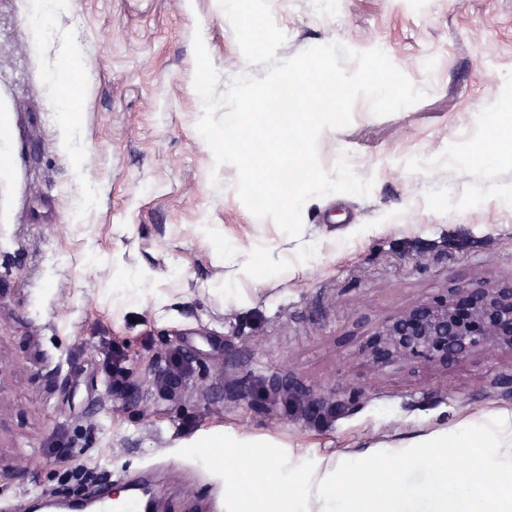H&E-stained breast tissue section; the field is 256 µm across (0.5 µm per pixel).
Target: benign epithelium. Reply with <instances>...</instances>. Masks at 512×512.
<instances>
[{"label":"benign epithelium","instance_id":"obj_1","mask_svg":"<svg viewBox=\"0 0 512 512\" xmlns=\"http://www.w3.org/2000/svg\"><path fill=\"white\" fill-rule=\"evenodd\" d=\"M512 349V280L492 286L454 288L437 301L418 302L375 326L362 347L365 363L383 368L406 360L446 365L478 350ZM288 396L306 389L293 378L273 380ZM363 394L350 387L335 395L331 409L341 413Z\"/></svg>","mask_w":512,"mask_h":512}]
</instances>
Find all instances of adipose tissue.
<instances>
[{
  "label": "adipose tissue",
  "instance_id": "1",
  "mask_svg": "<svg viewBox=\"0 0 512 512\" xmlns=\"http://www.w3.org/2000/svg\"><path fill=\"white\" fill-rule=\"evenodd\" d=\"M257 438L246 432L224 435L225 512H260L244 506L237 461L251 457L262 472V497L279 512H512V415L490 426L471 422L455 429L436 427L395 445L376 444L364 451L312 463L288 453L256 451ZM482 451L484 471L498 490L484 499L456 464L462 447ZM424 474L415 482L414 474Z\"/></svg>",
  "mask_w": 512,
  "mask_h": 512
}]
</instances>
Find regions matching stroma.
Returning <instances> with one entry per match:
<instances>
[{
	"label": "stroma",
	"instance_id": "stroma-1",
	"mask_svg": "<svg viewBox=\"0 0 512 512\" xmlns=\"http://www.w3.org/2000/svg\"><path fill=\"white\" fill-rule=\"evenodd\" d=\"M269 4L287 36L277 58L330 42L379 48L427 96L386 116L358 99L348 127L320 134L325 170L345 151L374 186L311 198L303 271L260 284L228 277L221 249L275 251L286 236L243 205L236 169L215 167L196 129L195 36L217 92L266 74L218 0H73L48 27L77 38L83 82L53 81L27 0H0V512L82 496L50 452L59 441L82 449L99 486L150 484L157 512H224V461L204 437L246 429L312 461L512 413L491 385L512 372V350L380 370L359 355L372 327L416 302L512 279V151L448 163L476 115L512 104V0H338L326 15L314 0ZM63 98L84 128L70 151ZM78 169L93 200L75 189ZM128 270L151 296L119 298ZM175 353L186 371L170 396L160 380ZM116 363L121 394L109 386ZM280 374L322 395L365 393L342 414L290 406L269 390ZM22 451L41 468L18 470Z\"/></svg>",
	"mask_w": 512,
	"mask_h": 512
}]
</instances>
